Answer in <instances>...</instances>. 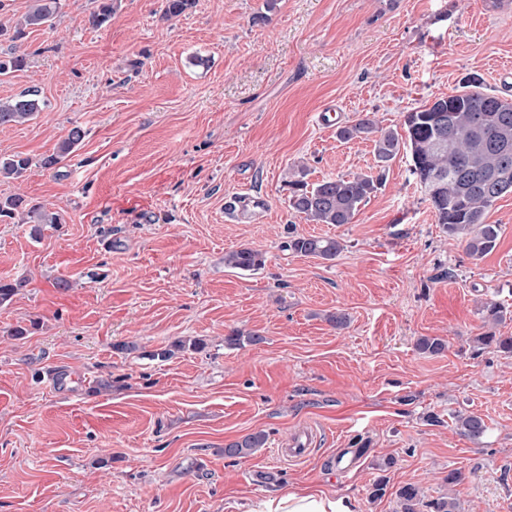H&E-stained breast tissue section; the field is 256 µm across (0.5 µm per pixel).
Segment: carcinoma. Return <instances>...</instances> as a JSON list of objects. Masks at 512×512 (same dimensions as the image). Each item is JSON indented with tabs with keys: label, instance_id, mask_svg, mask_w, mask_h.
<instances>
[{
	"label": "carcinoma",
	"instance_id": "1",
	"mask_svg": "<svg viewBox=\"0 0 512 512\" xmlns=\"http://www.w3.org/2000/svg\"><path fill=\"white\" fill-rule=\"evenodd\" d=\"M91 19L93 24L107 23L113 12V0H96ZM195 0H165L164 16L177 17L193 7ZM60 9V0H31L22 18L13 26L0 24V37L14 42L10 52L0 54V76L19 71L26 65V54L18 42L31 32L51 25ZM41 109L38 91L27 90L10 99H0V127L29 122ZM343 139H374L378 167L384 171L401 151L411 155L412 175L416 177L427 201L448 237L466 243L473 259L480 260L493 252L499 241L501 227L485 223V215L501 197L512 194V99L486 92L476 76L463 81V90L456 95L440 97L406 113L403 132L383 130L370 119L339 131ZM85 136L75 126L59 143L56 151L44 156L39 166L55 170L75 152ZM32 161L20 154L0 158V178L19 180L26 177ZM297 179L288 181L290 206L313 224H350L382 185L383 175L358 174L352 177L324 179L315 184L302 180L303 171L295 172ZM34 225L38 231L43 224H59L58 213L22 195L0 198V222L9 224L15 219ZM288 249L301 256L333 260L342 250L340 241L327 237L293 235ZM264 255L249 247H240L224 254V265L240 271H256L264 266ZM485 323L497 326L512 317V309L504 303L489 299L482 304ZM191 348L204 349L200 340H177L170 348L155 353L163 360L175 352ZM417 347L423 354L435 356L447 348L439 337H422ZM492 347L506 359L512 358V336L487 331L474 338V349ZM455 426L471 440L482 439L488 430L483 418L475 413H458ZM263 432L247 434L224 447V455L245 457L264 447ZM403 512H417L421 503L419 489L402 486L398 492Z\"/></svg>",
	"mask_w": 512,
	"mask_h": 512
}]
</instances>
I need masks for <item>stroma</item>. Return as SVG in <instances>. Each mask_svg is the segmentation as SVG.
I'll use <instances>...</instances> for the list:
<instances>
[{
    "mask_svg": "<svg viewBox=\"0 0 512 512\" xmlns=\"http://www.w3.org/2000/svg\"><path fill=\"white\" fill-rule=\"evenodd\" d=\"M501 3L196 0L167 18L163 0H117L99 27L92 0H61L25 39L26 66L0 77V99L35 89L43 102L0 127V157L34 164L23 182L1 178L0 196L61 214L37 236L0 224V280L27 282L0 306V512H238L288 486L401 512L406 484L425 504L512 512V359L472 347L482 303L512 304V195L486 218L497 248L476 260L437 224L409 154L350 224L307 222L286 185L296 165L311 184L369 171L373 142L341 140L339 126L401 129L466 75L512 99ZM331 105L335 128L318 122ZM75 126L73 156L42 170ZM229 195L265 204L230 223ZM294 231L343 249L294 254ZM242 246L264 267H225ZM18 325L26 336H8ZM234 331L244 343H227ZM424 336L446 350L421 353ZM178 339L205 347L156 358ZM468 411L488 426L482 440L455 428ZM302 425L318 431L312 456L276 462ZM258 431L264 448L225 456ZM340 448L364 451L346 474Z\"/></svg>",
    "mask_w": 512,
    "mask_h": 512,
    "instance_id": "stroma-1",
    "label": "stroma"
}]
</instances>
